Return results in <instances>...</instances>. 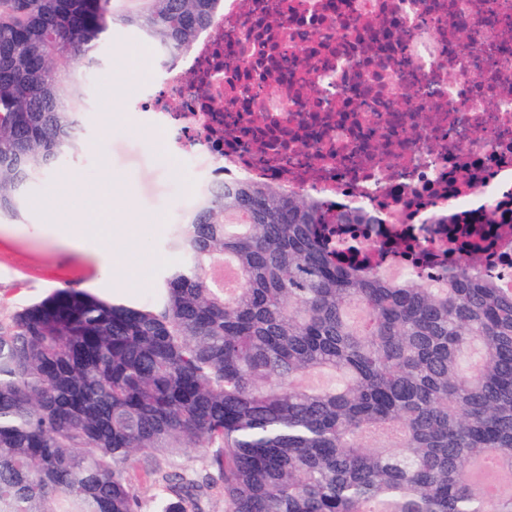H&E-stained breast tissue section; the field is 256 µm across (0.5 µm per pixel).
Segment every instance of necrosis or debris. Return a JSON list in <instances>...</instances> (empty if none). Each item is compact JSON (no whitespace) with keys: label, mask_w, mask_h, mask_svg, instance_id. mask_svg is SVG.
Returning <instances> with one entry per match:
<instances>
[{"label":"necrosis or debris","mask_w":512,"mask_h":512,"mask_svg":"<svg viewBox=\"0 0 512 512\" xmlns=\"http://www.w3.org/2000/svg\"><path fill=\"white\" fill-rule=\"evenodd\" d=\"M220 27L163 68L141 100L184 171L274 182L330 208L379 213L373 243L423 240L455 266L456 215L487 222L512 288V0H223ZM470 32L461 44L457 28ZM306 67L283 68L284 51Z\"/></svg>","instance_id":"obj_1"}]
</instances>
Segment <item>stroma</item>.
<instances>
[{
	"instance_id": "stroma-1",
	"label": "stroma",
	"mask_w": 512,
	"mask_h": 512,
	"mask_svg": "<svg viewBox=\"0 0 512 512\" xmlns=\"http://www.w3.org/2000/svg\"><path fill=\"white\" fill-rule=\"evenodd\" d=\"M89 82L72 86L85 99L88 147L63 157L31 190L22 220L0 221V321L39 301L52 289L72 287L102 298L140 302L159 284L176 259L169 246L172 225L182 223L195 201L177 162L158 134L139 125V89L159 88L162 73L138 34L115 28ZM87 186L86 200L71 202V181ZM110 201L108 223H101L102 199ZM85 233L81 249L66 243L68 229ZM119 258L101 271L98 251Z\"/></svg>"
}]
</instances>
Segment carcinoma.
<instances>
[{
	"mask_svg": "<svg viewBox=\"0 0 512 512\" xmlns=\"http://www.w3.org/2000/svg\"><path fill=\"white\" fill-rule=\"evenodd\" d=\"M0 0V218L86 146L69 92L113 28L161 55L218 23L220 0ZM332 212L272 183L204 187L175 225L179 261L146 302L58 288L0 322V512H148L129 473L202 512L211 476L165 473L212 449L229 512H512V290L464 257L434 285L419 254L379 272ZM326 373L332 382L295 380ZM202 448H189L184 454L174 458L168 465H165L166 471H178L191 473L199 470L204 465Z\"/></svg>",
	"mask_w": 512,
	"mask_h": 512,
	"instance_id": "carcinoma-1",
	"label": "carcinoma"
}]
</instances>
